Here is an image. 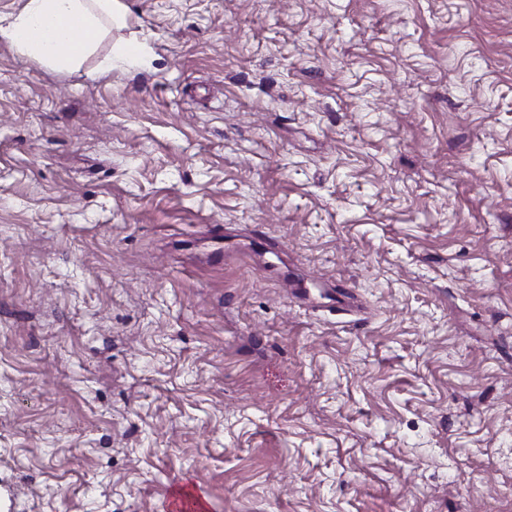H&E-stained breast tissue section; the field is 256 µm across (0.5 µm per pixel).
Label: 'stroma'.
Listing matches in <instances>:
<instances>
[{"label": "stroma", "instance_id": "35a3bbf8", "mask_svg": "<svg viewBox=\"0 0 512 512\" xmlns=\"http://www.w3.org/2000/svg\"><path fill=\"white\" fill-rule=\"evenodd\" d=\"M120 8L0 40V512H512V0ZM119 0H24L15 15L0 16V40L55 69L77 66L90 45L84 35L104 19H121Z\"/></svg>", "mask_w": 512, "mask_h": 512}]
</instances>
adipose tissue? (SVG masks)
I'll list each match as a JSON object with an SVG mask.
<instances>
[{
	"instance_id": "1",
	"label": "adipose tissue",
	"mask_w": 512,
	"mask_h": 512,
	"mask_svg": "<svg viewBox=\"0 0 512 512\" xmlns=\"http://www.w3.org/2000/svg\"><path fill=\"white\" fill-rule=\"evenodd\" d=\"M120 16L119 0H24L17 14L0 18V40L53 68L70 70L89 50L86 34Z\"/></svg>"
}]
</instances>
